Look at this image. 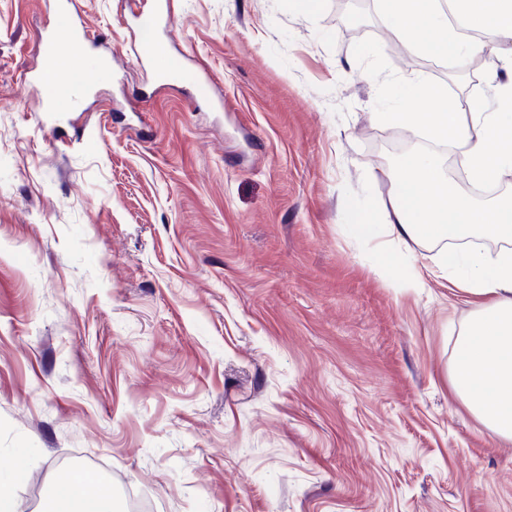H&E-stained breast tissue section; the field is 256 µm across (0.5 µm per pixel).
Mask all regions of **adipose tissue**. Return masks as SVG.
I'll use <instances>...</instances> for the list:
<instances>
[{"mask_svg":"<svg viewBox=\"0 0 512 512\" xmlns=\"http://www.w3.org/2000/svg\"><path fill=\"white\" fill-rule=\"evenodd\" d=\"M393 30L408 47L462 64L494 44L512 68V0H453L458 17L450 23L439 0H380ZM482 33L473 41L461 28ZM429 111L379 113V120L418 128L439 141L456 144V164L472 183L498 180L512 170V82L498 86L497 108L487 112L474 103L449 100L446 88L418 87ZM394 195L386 216L385 239L378 250L376 274L398 266L399 245L435 242L471 234L512 239V196L482 203L461 193L442 172L435 157L415 151L390 174ZM432 275L457 281L482 301L478 318L459 338L450 385L461 402L512 445V253L489 259L471 250L440 254ZM40 512H118L111 486L87 472L72 473L56 485Z\"/></svg>","mask_w":512,"mask_h":512,"instance_id":"adipose-tissue-1","label":"adipose tissue"}]
</instances>
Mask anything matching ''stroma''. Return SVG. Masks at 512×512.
<instances>
[{"label": "stroma", "instance_id": "35a3bbf8", "mask_svg": "<svg viewBox=\"0 0 512 512\" xmlns=\"http://www.w3.org/2000/svg\"><path fill=\"white\" fill-rule=\"evenodd\" d=\"M56 0H0V478L22 512L80 458L153 512H512V446L456 399L479 314L438 243L373 275L377 120L413 86L496 107L512 77L431 75L368 0H170L162 42L209 76L160 87L125 0H75L112 71L54 133L82 43L40 90ZM26 454L20 479L11 469Z\"/></svg>", "mask_w": 512, "mask_h": 512}]
</instances>
